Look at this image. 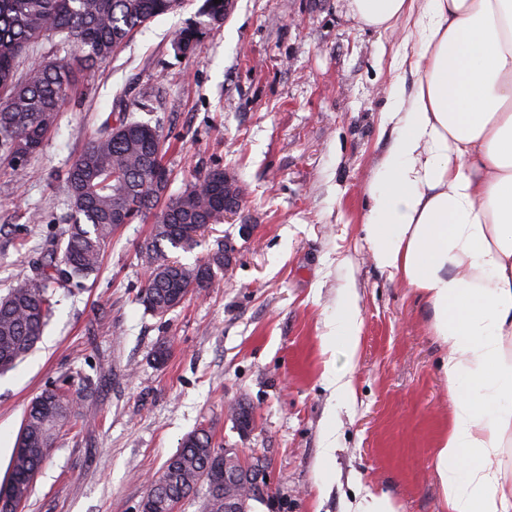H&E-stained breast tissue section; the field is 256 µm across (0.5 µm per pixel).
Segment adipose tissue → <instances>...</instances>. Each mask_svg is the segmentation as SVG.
I'll use <instances>...</instances> for the list:
<instances>
[{
	"instance_id": "adipose-tissue-1",
	"label": "adipose tissue",
	"mask_w": 512,
	"mask_h": 512,
	"mask_svg": "<svg viewBox=\"0 0 512 512\" xmlns=\"http://www.w3.org/2000/svg\"><path fill=\"white\" fill-rule=\"evenodd\" d=\"M365 25L409 17L411 94L392 88L366 232L375 265L424 297L452 412L436 454L448 512H512V0H351ZM355 292L323 343L356 357Z\"/></svg>"
}]
</instances>
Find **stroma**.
Returning <instances> with one entry per match:
<instances>
[{
  "mask_svg": "<svg viewBox=\"0 0 512 512\" xmlns=\"http://www.w3.org/2000/svg\"><path fill=\"white\" fill-rule=\"evenodd\" d=\"M203 2L181 0L84 73L25 170L0 156V289L65 228L62 178L119 109L163 135L169 194L217 166L244 188L240 220L168 257L193 264L228 239L239 259L156 317L135 300L150 274L140 247L151 225H121L96 277L57 288L42 341L0 374V481L26 407L65 376L96 393L62 430L21 512H138L151 479L201 426L220 447L272 456L275 512H354L368 493L393 512H447L436 469L452 410L443 347L424 298L376 267L364 229L390 140L388 91L397 80L412 88L405 58L416 37L403 23L363 26L349 0H233L219 28ZM190 25L201 44L178 55L173 35ZM349 288L362 319L352 361L322 341ZM162 341L171 354L159 367ZM330 368L346 372L352 396L333 395ZM243 401L255 412L246 438L229 414Z\"/></svg>",
  "mask_w": 512,
  "mask_h": 512,
  "instance_id": "35a3bbf8",
  "label": "stroma"
}]
</instances>
